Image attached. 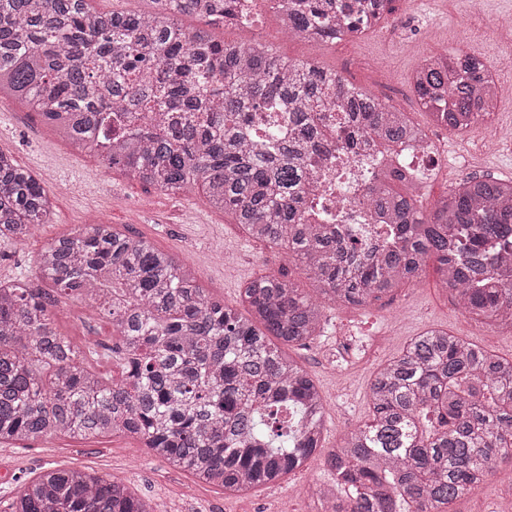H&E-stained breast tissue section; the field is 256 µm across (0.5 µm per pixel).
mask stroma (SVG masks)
I'll list each match as a JSON object with an SVG mask.
<instances>
[{
	"mask_svg": "<svg viewBox=\"0 0 512 512\" xmlns=\"http://www.w3.org/2000/svg\"><path fill=\"white\" fill-rule=\"evenodd\" d=\"M395 7L404 20L395 38L367 33L310 44L284 36L278 10L268 5L253 40L273 46L291 61L336 70L348 83L369 90L383 104L406 112L412 121L428 128L433 125L432 117L411 86L412 75L426 56L466 50L498 64L503 80L512 79V50L495 30L497 18L512 13V0H396ZM405 40L414 41L413 52H402ZM486 130L481 124L467 137H449L444 156L423 176L424 206H433L474 173L512 179V145H502L497 155L479 161ZM0 150L12 153L20 167L39 174L55 192L51 223L39 227L25 242L0 243V279L19 274L35 277V259L43 245L80 226L102 221L173 254L191 268L207 294L230 307H238L244 282L261 275L284 271L298 287L312 288L300 264L289 261L283 250L249 238L231 216L209 205L200 187L187 186L174 196L115 175L95 156L76 153L22 101L0 100ZM55 322L73 345L82 347L89 340H99L96 355L87 359L88 367L120 377L121 369L109 351L120 336L110 318L65 298ZM323 327L320 339L305 347L291 346L288 352L307 369L321 392L326 420L323 445L327 448L336 447L367 420L374 373L424 328L447 329L512 358V333L463 314L442 288L431 261L418 281L396 288L392 297L363 308L325 309ZM2 465L12 475L0 481V492L52 468L96 475L122 472L152 512H312L307 488L326 487L334 481L314 460L277 483L242 496L231 495L148 456L138 442L121 435L84 440L54 435L24 444L4 442L0 444ZM511 482L512 458L507 457L474 494L452 504L450 512H495L501 486Z\"/></svg>",
	"mask_w": 512,
	"mask_h": 512,
	"instance_id": "obj_1",
	"label": "stroma"
}]
</instances>
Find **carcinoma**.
<instances>
[{"label": "carcinoma", "mask_w": 512, "mask_h": 512, "mask_svg": "<svg viewBox=\"0 0 512 512\" xmlns=\"http://www.w3.org/2000/svg\"><path fill=\"white\" fill-rule=\"evenodd\" d=\"M395 0H277L288 35L328 42L366 31ZM148 13L90 9L87 0H0V95L18 98L75 150L126 178L177 194L199 185L250 238L285 250L314 285L286 274L244 285L238 310L207 296L192 270L152 242L87 224L47 243L36 281L0 280V443L55 434H123L151 457L226 490L250 492L304 467L322 448L325 410L307 370L283 346L323 333L327 306H367L420 278L429 258L470 317L512 330V180L472 175L431 208L395 175L368 204L393 225L368 250L304 222L306 159L322 146L314 112L348 113L353 143L392 153L421 130L335 70L271 47L185 29L190 14L222 24L233 0H152ZM435 123L472 129L495 91L474 53L432 55L413 77ZM282 105L296 137L251 141L252 113ZM53 193L0 152V239L23 242L51 223ZM112 319L116 380L54 326L60 298ZM278 343H273L272 339ZM369 423L323 464V512H447L512 455V360L446 330L409 339L374 375ZM10 512H151L130 481L53 469L20 484Z\"/></svg>", "instance_id": "1"}]
</instances>
